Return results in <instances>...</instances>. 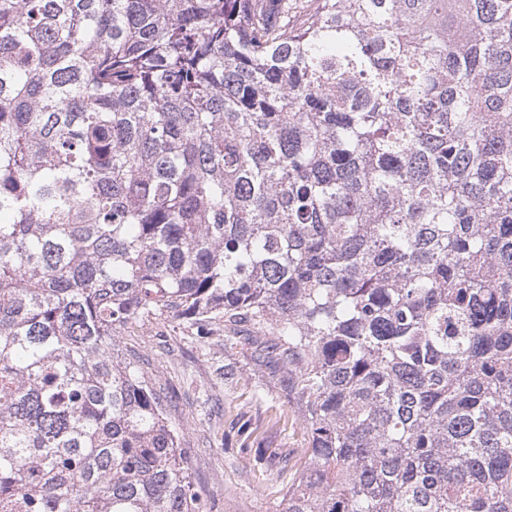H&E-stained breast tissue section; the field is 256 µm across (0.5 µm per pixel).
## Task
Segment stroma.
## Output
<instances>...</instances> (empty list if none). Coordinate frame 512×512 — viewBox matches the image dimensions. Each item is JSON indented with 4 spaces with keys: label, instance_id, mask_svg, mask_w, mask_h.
I'll use <instances>...</instances> for the list:
<instances>
[{
    "label": "stroma",
    "instance_id": "obj_1",
    "mask_svg": "<svg viewBox=\"0 0 512 512\" xmlns=\"http://www.w3.org/2000/svg\"><path fill=\"white\" fill-rule=\"evenodd\" d=\"M119 344L147 359L211 512H274L287 480L281 469L298 467L307 445L296 403L245 365L235 384L217 383L212 348L183 338L175 323L129 329ZM254 448L265 452L264 469L253 465Z\"/></svg>",
    "mask_w": 512,
    "mask_h": 512
}]
</instances>
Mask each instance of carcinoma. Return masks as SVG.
<instances>
[{"label": "carcinoma", "mask_w": 512, "mask_h": 512, "mask_svg": "<svg viewBox=\"0 0 512 512\" xmlns=\"http://www.w3.org/2000/svg\"><path fill=\"white\" fill-rule=\"evenodd\" d=\"M168 319L300 407L275 512H512V0H0V512H210Z\"/></svg>", "instance_id": "carcinoma-1"}]
</instances>
